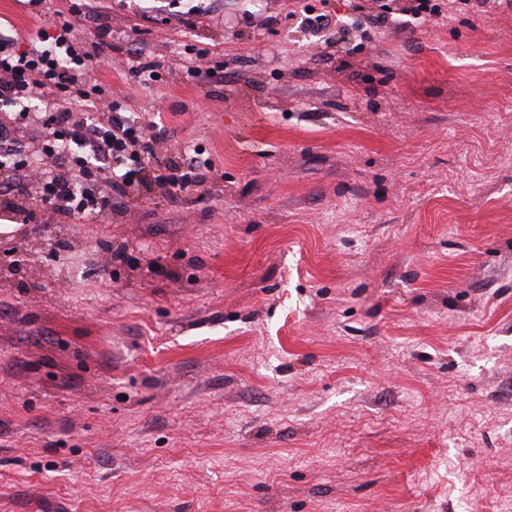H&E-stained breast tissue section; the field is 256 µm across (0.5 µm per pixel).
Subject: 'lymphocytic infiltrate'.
Instances as JSON below:
<instances>
[{"mask_svg":"<svg viewBox=\"0 0 512 512\" xmlns=\"http://www.w3.org/2000/svg\"><path fill=\"white\" fill-rule=\"evenodd\" d=\"M36 43L19 49L14 38L0 36V110L41 102V120L49 133L42 151L50 162L38 180L39 205L20 210L31 171L20 151L21 128L0 120V210L22 212L25 221L65 224L76 218L96 221L124 209L135 197L161 188L167 198L204 191L215 166L196 156L173 158L156 153L167 137L160 118L140 123L123 100L100 103V85L89 72L112 46V29L100 24L92 45H85L70 20H57L52 30H39Z\"/></svg>","mask_w":512,"mask_h":512,"instance_id":"obj_1","label":"lymphocytic infiltrate"}]
</instances>
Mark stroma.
Segmentation results:
<instances>
[{
    "instance_id": "stroma-1",
    "label": "stroma",
    "mask_w": 512,
    "mask_h": 512,
    "mask_svg": "<svg viewBox=\"0 0 512 512\" xmlns=\"http://www.w3.org/2000/svg\"><path fill=\"white\" fill-rule=\"evenodd\" d=\"M436 2L0 0L217 170L0 235V512H512V0Z\"/></svg>"
}]
</instances>
